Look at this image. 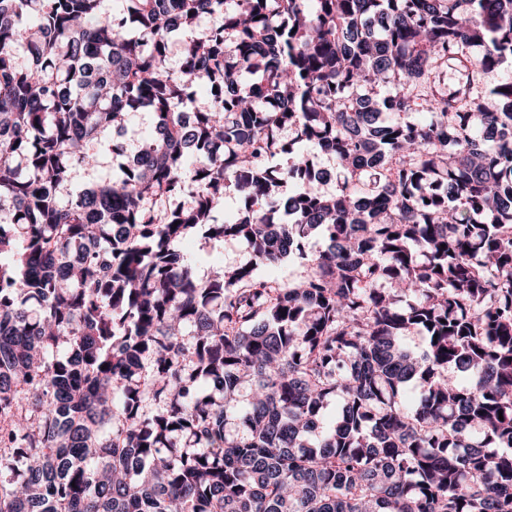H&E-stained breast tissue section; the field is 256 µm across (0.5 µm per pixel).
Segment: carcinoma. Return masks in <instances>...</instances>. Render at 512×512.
Here are the masks:
<instances>
[{"mask_svg":"<svg viewBox=\"0 0 512 512\" xmlns=\"http://www.w3.org/2000/svg\"><path fill=\"white\" fill-rule=\"evenodd\" d=\"M101 3L0 0V512H512V0ZM153 126L154 121L150 112H133L125 129L121 132H115L114 138L132 143L136 140L149 137ZM108 142H104L98 146V149L104 156L101 165L90 172H78L75 177V184L81 185L86 182L102 183L112 178L113 167L109 158ZM182 249L194 260L200 276L206 275L216 265L235 266L248 259L245 245L234 240L224 241L221 247L210 250L209 247L202 249L198 240L189 238L183 242Z\"/></svg>","mask_w":512,"mask_h":512,"instance_id":"1","label":"carcinoma"}]
</instances>
